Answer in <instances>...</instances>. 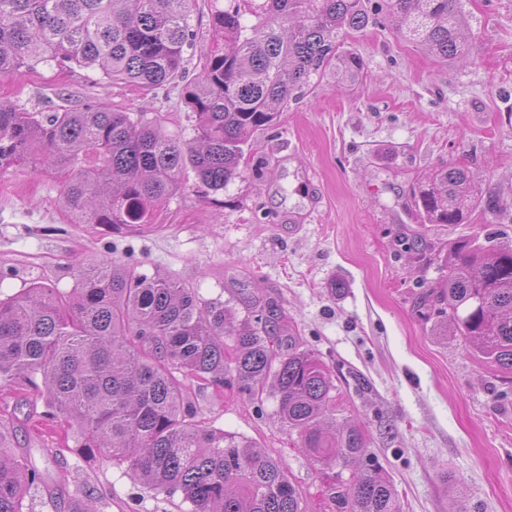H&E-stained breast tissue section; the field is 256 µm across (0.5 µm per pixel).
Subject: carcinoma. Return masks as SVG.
Returning a JSON list of instances; mask_svg holds the SVG:
<instances>
[{
    "label": "carcinoma",
    "instance_id": "obj_1",
    "mask_svg": "<svg viewBox=\"0 0 512 512\" xmlns=\"http://www.w3.org/2000/svg\"><path fill=\"white\" fill-rule=\"evenodd\" d=\"M196 0H0V77L54 62L110 81L165 90L185 77L196 46ZM396 32L443 62L465 55L464 0H384ZM375 0H213L211 44L200 53L183 102L193 137L167 135L151 119L99 104L28 112L0 102V174L13 166L63 174L62 208L72 224H110L141 234L154 210L191 170L206 192L241 176L253 135L272 127L312 79L363 72L344 38L377 15ZM427 224H460L479 198L468 172L448 166L413 190ZM442 287L421 296L423 315L448 316L482 358L512 370V241L486 234L440 258ZM74 288L34 283L0 299V382L43 387V417L74 429L81 454L124 465L145 488L182 495L189 512H306L282 464L250 440L208 425L193 381L250 398L270 388L276 417L322 467L336 512H402L399 494L374 464L360 425L322 423L337 386L301 348L273 301L253 297L254 326L228 322L195 288L116 261L79 260ZM16 418H0V512H23L39 472L16 453ZM349 476H344V471Z\"/></svg>",
    "mask_w": 512,
    "mask_h": 512
}]
</instances>
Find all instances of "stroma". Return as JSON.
I'll return each mask as SVG.
<instances>
[{
	"label": "stroma",
	"instance_id": "35a3bbf8",
	"mask_svg": "<svg viewBox=\"0 0 512 512\" xmlns=\"http://www.w3.org/2000/svg\"><path fill=\"white\" fill-rule=\"evenodd\" d=\"M466 10L470 53L451 63L385 17L370 20L345 43L363 59L361 80H312L274 128L254 135L222 202L186 173L150 232L66 223L61 176L11 168L0 175V297L35 282L70 290L73 264L87 259L170 276L238 323L247 298L276 301L330 370L334 418L363 425L368 457L403 512H512V371L418 307L440 284L437 254L490 232L512 239V0H467ZM0 100L160 114L168 133L193 135L180 88L156 93L74 65L20 68L0 79ZM446 165L465 168L502 210L423 223L411 190ZM190 396L209 424L280 461L307 512H331L318 465L276 420L273 398L197 383ZM43 410L37 391L0 383V414L17 415L21 451L44 478L25 512H75L89 497L98 512H187L181 497L149 491L125 467L84 462Z\"/></svg>",
	"mask_w": 512,
	"mask_h": 512
}]
</instances>
